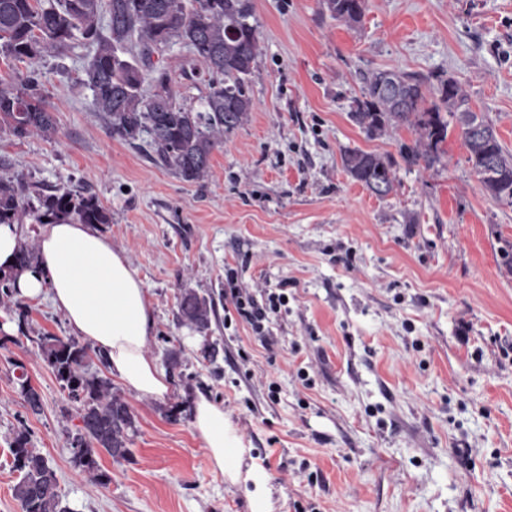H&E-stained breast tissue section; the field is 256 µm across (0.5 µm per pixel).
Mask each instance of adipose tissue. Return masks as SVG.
Segmentation results:
<instances>
[{"label":"adipose tissue","mask_w":512,"mask_h":512,"mask_svg":"<svg viewBox=\"0 0 512 512\" xmlns=\"http://www.w3.org/2000/svg\"><path fill=\"white\" fill-rule=\"evenodd\" d=\"M39 243L38 263L15 282L18 298L49 297L76 336L106 352L112 376L140 396L168 395V379L145 353L154 326L150 304L123 252L87 224L43 225ZM192 427L213 470L237 476L238 439L226 425L223 407L198 396Z\"/></svg>","instance_id":"ef3b65f1"}]
</instances>
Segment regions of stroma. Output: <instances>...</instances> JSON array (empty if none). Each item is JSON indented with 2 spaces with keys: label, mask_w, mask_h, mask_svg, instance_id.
Returning a JSON list of instances; mask_svg holds the SVG:
<instances>
[{
  "label": "stroma",
  "mask_w": 512,
  "mask_h": 512,
  "mask_svg": "<svg viewBox=\"0 0 512 512\" xmlns=\"http://www.w3.org/2000/svg\"><path fill=\"white\" fill-rule=\"evenodd\" d=\"M253 5V110L205 182L109 134L79 81L80 39L39 61L58 137L0 133V172L88 191L110 212L100 231L152 309L147 355L163 372L179 349L183 372L160 401L122 388L137 434L127 459L102 456L112 481L99 486L74 463L78 420L58 380L17 326L67 337L63 315L46 298L24 320L0 308L13 325L0 332V512H21L9 446L22 424L71 512H512V207L484 190L457 125L426 170L399 160L411 130L371 137L349 116L369 71L432 88L450 77L512 152V0H368L352 27L321 0ZM164 56L179 102L198 103L196 60L179 45ZM349 149L395 158V190L353 180ZM228 267L250 290L288 280L270 346L230 318ZM188 288L215 302L207 333L179 319ZM23 375L40 414L24 413ZM201 394L239 439L238 480L213 471L191 425Z\"/></svg>",
  "instance_id": "1"
}]
</instances>
